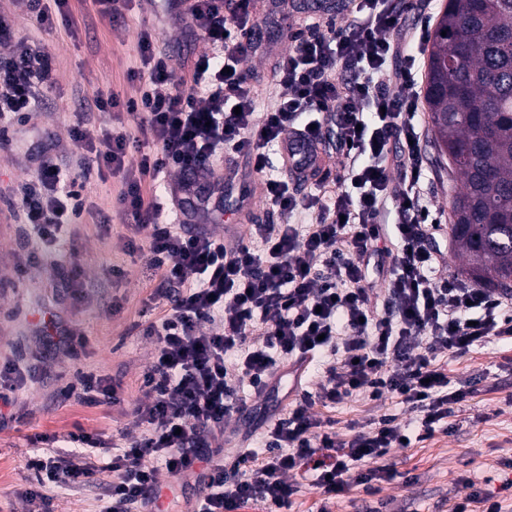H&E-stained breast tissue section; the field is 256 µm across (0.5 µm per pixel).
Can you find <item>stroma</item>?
<instances>
[{
    "mask_svg": "<svg viewBox=\"0 0 512 512\" xmlns=\"http://www.w3.org/2000/svg\"><path fill=\"white\" fill-rule=\"evenodd\" d=\"M69 27L46 32L30 17L25 0H0V12L15 22V34L24 42L43 41L60 64L58 85L46 91L42 105L26 119L9 126L7 135L18 147L0 151V197L7 196L15 180L35 175L38 160L27 143L49 133L54 153L68 169L77 156L69 137L71 113L77 97L96 91L133 96L136 85L128 78L138 62L137 42L141 28L154 26L159 48L175 50L193 59L207 48L205 40L185 37L182 29L161 20V8L145 11L135 0L128 20L110 26L91 0H70ZM424 192L434 209L450 211L454 185L447 173L438 172L431 136H424ZM79 252L57 266L31 264L30 225L15 223L0 214V356L19 354L35 365L37 378L15 392L5 407L7 421L0 425V512H27L21 494L27 488L26 461L34 450L29 441L37 433H64L81 426L99 432L104 439L123 428H133L132 417L121 406H94L73 393L82 373L92 371L120 381L126 401L143 396L142 374L153 346L132 331L133 323L157 317L161 301L152 297L154 283L146 256L127 254L121 240L122 225L102 232L98 225L72 224ZM84 268L89 299L75 303L67 289L72 263ZM123 274L115 278L112 267ZM60 318L80 332L86 346L77 351L47 345L33 331L34 324ZM436 362L448 375L451 389L468 391L469 397L448 419V428L431 437L395 448L377 467H391L393 480L375 483L373 493L350 485L345 492L324 499L299 473L298 491L284 512H453L472 489L492 494L503 512H512V340L491 339L470 352L439 355ZM319 416L331 419L339 439L347 440L357 429L382 415H396L400 424L414 425L415 416L397 399L375 402L359 396L338 405H315ZM49 512H98L100 491L53 485L46 489Z\"/></svg>",
    "mask_w": 512,
    "mask_h": 512,
    "instance_id": "obj_1",
    "label": "stroma"
}]
</instances>
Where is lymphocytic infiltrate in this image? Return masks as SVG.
Instances as JSON below:
<instances>
[{"label":"lymphocytic infiltrate","instance_id":"f902f5d3","mask_svg":"<svg viewBox=\"0 0 512 512\" xmlns=\"http://www.w3.org/2000/svg\"><path fill=\"white\" fill-rule=\"evenodd\" d=\"M403 0H358L346 23L335 18L289 34L288 12L271 22L291 41L271 70L282 93L267 111L255 104L257 77L246 61L263 40L252 0H187L167 9L210 46L192 65L157 46L151 29L138 39L139 65L129 73L137 96L80 98L70 135L77 174L43 152L35 176L6 198L10 216L30 224L47 247L75 246L65 232L84 214L100 227L118 222L129 253L148 250L154 295L167 309L140 333L155 345L132 404L136 431H119L108 461L92 462L101 434L76 428L37 434L34 445L70 444L68 454L33 455L26 501L49 485L105 482L100 512H170L159 473L196 471L201 486L192 512H240L248 505L281 512L291 477L317 450L332 460L312 484L331 497L350 483L393 479L370 468L403 447L396 416L344 442L315 402L357 396L395 398L415 413L419 436L447 423L465 396L450 390L439 354H466L490 338H512V295L437 278L443 251L429 245L439 213L425 201L418 72L424 26L407 28ZM0 122L34 111L58 77L51 53L15 39L0 13ZM400 60L389 71L392 60ZM126 113L115 127L105 116ZM338 154L340 189L299 198L295 183L316 178L322 157ZM244 159L262 177L271 212L311 215L308 224L250 225L225 241L211 227ZM118 178L110 210L82 194L93 177ZM164 190L167 203L157 200ZM395 208H388V201ZM262 341L250 343L249 335ZM317 360L316 392L277 418L260 404L279 394L288 365ZM250 410L262 448L226 455L235 439L228 419Z\"/></svg>","mask_w":512,"mask_h":512}]
</instances>
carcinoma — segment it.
<instances>
[{
	"mask_svg": "<svg viewBox=\"0 0 512 512\" xmlns=\"http://www.w3.org/2000/svg\"><path fill=\"white\" fill-rule=\"evenodd\" d=\"M424 100L436 161L459 184L451 232L463 272L511 293L512 0H448L431 35Z\"/></svg>",
	"mask_w": 512,
	"mask_h": 512,
	"instance_id": "carcinoma-1",
	"label": "carcinoma"
}]
</instances>
